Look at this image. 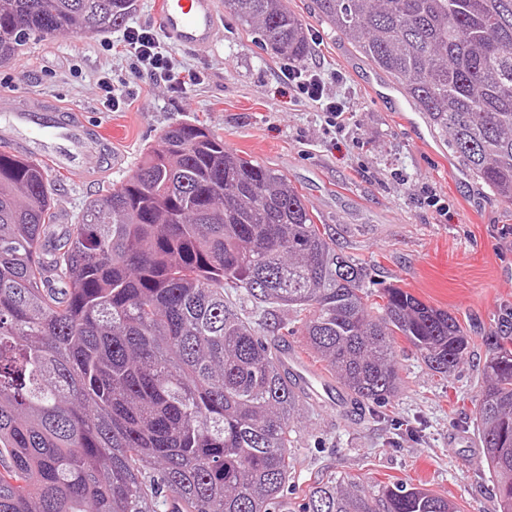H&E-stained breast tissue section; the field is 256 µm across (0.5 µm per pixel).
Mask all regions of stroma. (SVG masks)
Here are the masks:
<instances>
[{"mask_svg": "<svg viewBox=\"0 0 512 512\" xmlns=\"http://www.w3.org/2000/svg\"><path fill=\"white\" fill-rule=\"evenodd\" d=\"M306 24L311 51L303 66L327 75L325 92L345 114L329 126L316 103L282 81V58L218 8L219 34L208 47H171L174 78L134 72L122 29L99 35L56 34L30 41L0 65V93L32 109L49 103L81 111L112 137L119 168L94 181L55 169L54 211L73 223L85 203L120 185L143 152L171 125L203 122L226 149L282 171L338 247L365 262L375 283L403 288L448 311L470 337L450 377L432 372L404 339L395 343L402 378L381 411L339 420L304 407L284 494L297 512L317 480L408 483L455 501L460 512H499L493 475L475 421L486 358L484 338L512 311V203L492 195L457 163L402 89L317 14L313 0H285ZM199 80H192V73ZM128 81L125 106L101 104L98 82ZM186 82L177 88L176 79ZM233 308L259 325L269 343L305 349L289 335L291 311L229 290Z\"/></svg>", "mask_w": 512, "mask_h": 512, "instance_id": "stroma-1", "label": "stroma"}]
</instances>
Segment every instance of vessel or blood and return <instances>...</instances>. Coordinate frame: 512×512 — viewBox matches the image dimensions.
<instances>
[{
  "label": "vessel or blood",
  "instance_id": "obj_1",
  "mask_svg": "<svg viewBox=\"0 0 512 512\" xmlns=\"http://www.w3.org/2000/svg\"><path fill=\"white\" fill-rule=\"evenodd\" d=\"M157 23L176 47H206L216 38V0H159ZM0 148L46 161L79 180L97 179L113 162L111 143L81 112L50 105L35 111L19 95L0 96ZM281 366L315 404L339 416L354 405L292 346L283 347Z\"/></svg>",
  "mask_w": 512,
  "mask_h": 512
}]
</instances>
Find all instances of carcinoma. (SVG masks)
Listing matches in <instances>:
<instances>
[{
  "label": "carcinoma",
  "instance_id": "1",
  "mask_svg": "<svg viewBox=\"0 0 512 512\" xmlns=\"http://www.w3.org/2000/svg\"><path fill=\"white\" fill-rule=\"evenodd\" d=\"M402 86L462 166L512 203V0H313ZM261 46L311 51L284 0H224ZM136 0H0V63L31 38L121 27ZM43 163L0 150V512H270L307 404L280 349L228 288L295 313L354 403L401 377L403 337L444 377L469 338L394 286L369 302L367 265L336 247L281 171L207 126L169 127L131 174L54 237ZM485 336L476 410L502 512H512V336ZM301 512H459L399 483L319 482Z\"/></svg>",
  "mask_w": 512,
  "mask_h": 512
}]
</instances>
